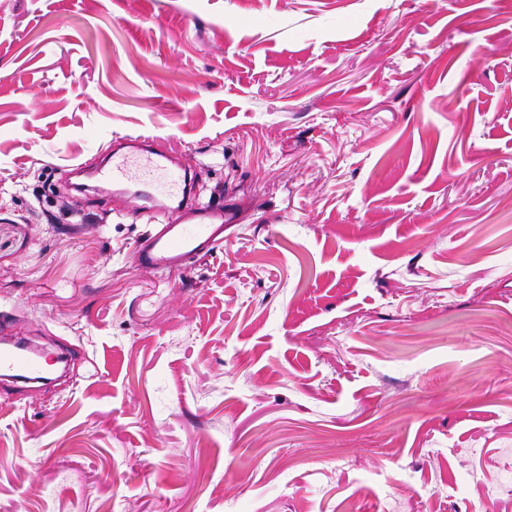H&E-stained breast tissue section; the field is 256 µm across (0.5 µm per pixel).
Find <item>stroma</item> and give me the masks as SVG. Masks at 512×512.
Listing matches in <instances>:
<instances>
[{"instance_id": "35a3bbf8", "label": "stroma", "mask_w": 512, "mask_h": 512, "mask_svg": "<svg viewBox=\"0 0 512 512\" xmlns=\"http://www.w3.org/2000/svg\"><path fill=\"white\" fill-rule=\"evenodd\" d=\"M144 135L181 273L70 190ZM0 512H512V0H0ZM142 136L128 138L131 152L113 150L105 164L87 172L83 160L72 162L73 172L86 173L97 187L112 186V191L126 198L137 211L167 210L177 204L182 221L157 224L136 242L132 263L138 267L171 274L183 270L193 259L211 254L224 243V229L238 224L237 208L230 203H189L192 186L189 175L168 154L144 148ZM47 358L31 354L28 346L17 340L9 346L0 347V372L2 376L27 383H38L46 379Z\"/></svg>"}]
</instances>
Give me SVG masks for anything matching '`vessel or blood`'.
I'll use <instances>...</instances> for the list:
<instances>
[{
	"label": "vessel or blood",
	"instance_id": "vessel-or-blood-1",
	"mask_svg": "<svg viewBox=\"0 0 512 512\" xmlns=\"http://www.w3.org/2000/svg\"><path fill=\"white\" fill-rule=\"evenodd\" d=\"M128 152H111L105 164L94 170L98 186L129 201L134 210H167L178 206L182 220L160 224L136 242L132 252L135 266L171 274L193 260L211 254L224 243V229L238 223L237 208L230 203H191L189 175L169 155L145 148L140 138L128 139ZM47 360L32 355L22 341L0 347V374L27 383H38L46 375Z\"/></svg>",
	"mask_w": 512,
	"mask_h": 512
}]
</instances>
